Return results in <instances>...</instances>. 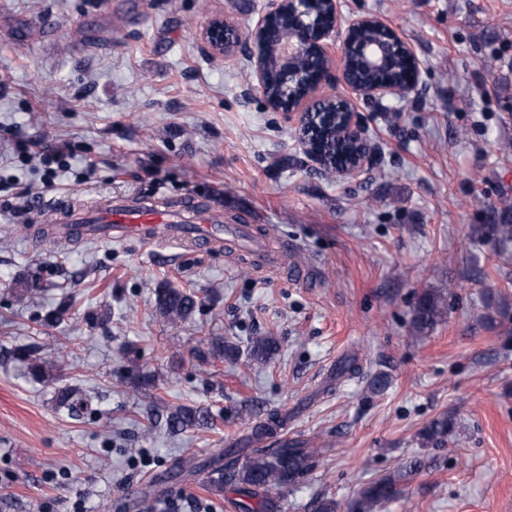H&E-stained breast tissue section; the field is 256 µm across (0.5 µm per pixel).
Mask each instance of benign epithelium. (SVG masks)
<instances>
[{"label":"benign epithelium","mask_w":512,"mask_h":512,"mask_svg":"<svg viewBox=\"0 0 512 512\" xmlns=\"http://www.w3.org/2000/svg\"><path fill=\"white\" fill-rule=\"evenodd\" d=\"M313 0H271L268 10L254 26L245 29L215 19L204 32V45L214 57H235L245 49L251 63L250 83L262 96L268 108L280 112L297 131L298 141L307 158L324 172L341 178L354 179L372 168L376 162V147L371 143L359 119L358 99L398 102L421 83L422 69L414 49L399 31L374 15H353L346 21L339 54L331 51L332 41L339 33L338 0H326L333 24L323 26L321 17L312 13ZM278 14L293 16L297 27L288 39L285 67L279 81L281 94H270V79L265 58L267 27ZM365 28L385 31L383 43H364L355 53L364 68L387 70L405 58L410 63L406 82L390 79L358 84L346 75L345 63L351 47V35ZM341 80L349 94L334 96L324 89ZM336 98L344 112H318V103Z\"/></svg>","instance_id":"1"}]
</instances>
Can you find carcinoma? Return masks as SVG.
Wrapping results in <instances>:
<instances>
[{
    "instance_id": "obj_1",
    "label": "carcinoma",
    "mask_w": 512,
    "mask_h": 512,
    "mask_svg": "<svg viewBox=\"0 0 512 512\" xmlns=\"http://www.w3.org/2000/svg\"><path fill=\"white\" fill-rule=\"evenodd\" d=\"M493 230L504 242H512V220L504 215H493ZM197 302L192 293L180 288L163 287L156 293V312L172 322H183L190 319L195 312ZM444 310V298L435 293L426 292L421 295L415 308L413 318L414 331L419 334L434 329L440 321ZM278 350L275 338L257 336L252 340L250 355L258 363L268 361ZM235 347L217 339H201L196 347L197 357L206 361L210 358H222L224 355H234ZM17 358L26 363L29 373L35 378H44L57 366L52 356L43 352L36 345H28L17 352ZM362 365L358 358L348 356L336 364V379L360 373ZM58 404L67 409L71 415L79 416L89 410L88 403L74 391L64 388L58 392ZM166 422L173 430H183L189 427H200L208 424L207 414L186 405H166ZM285 418L279 413H271L266 421L255 427V434L264 437L276 433L284 424ZM451 423L448 417L434 419L424 429L422 439L431 444H442L448 441ZM319 449L308 447L307 443L296 440L282 441L278 447L271 450L261 448L245 458L240 466L226 470L220 460H208L201 463L179 461L176 463L178 473H191L201 469L210 470L212 491L220 495L224 493V481L234 485L235 491L242 497L238 503L240 512H281L279 491L304 476L312 459ZM415 475L412 469L402 468L396 475L382 478L373 482L363 491L367 512L393 498L398 492V485Z\"/></svg>"
}]
</instances>
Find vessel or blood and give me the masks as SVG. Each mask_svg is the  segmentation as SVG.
Returning a JSON list of instances; mask_svg holds the SVG:
<instances>
[{
  "mask_svg": "<svg viewBox=\"0 0 512 512\" xmlns=\"http://www.w3.org/2000/svg\"><path fill=\"white\" fill-rule=\"evenodd\" d=\"M52 232L65 240L123 241L135 238L149 246L180 244L213 253L224 249L225 234L250 241L247 225L224 227V215L212 205L189 196L174 205L143 199H109L93 208L60 199Z\"/></svg>",
  "mask_w": 512,
  "mask_h": 512,
  "instance_id": "obj_1",
  "label": "vessel or blood"
}]
</instances>
